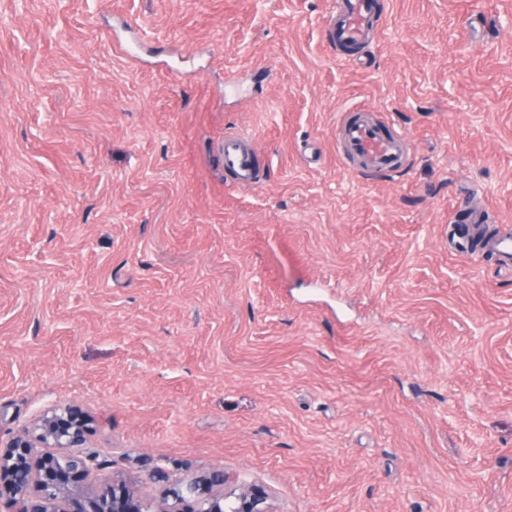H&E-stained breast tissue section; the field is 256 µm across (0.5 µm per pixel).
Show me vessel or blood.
<instances>
[{
  "label": "vessel or blood",
  "mask_w": 512,
  "mask_h": 512,
  "mask_svg": "<svg viewBox=\"0 0 512 512\" xmlns=\"http://www.w3.org/2000/svg\"><path fill=\"white\" fill-rule=\"evenodd\" d=\"M377 10L376 0H344L331 27L339 43H362ZM340 136L349 157L363 175L395 171L406 163L404 141L372 120L347 115L339 125ZM224 170L240 188L256 187L255 159L249 136L229 133L224 137Z\"/></svg>",
  "instance_id": "vessel-or-blood-1"
}]
</instances>
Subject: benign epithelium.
<instances>
[{"mask_svg":"<svg viewBox=\"0 0 512 512\" xmlns=\"http://www.w3.org/2000/svg\"><path fill=\"white\" fill-rule=\"evenodd\" d=\"M47 448H59L55 455H40L37 467H32L31 456L36 444ZM84 430L71 405L57 406L37 417L22 428L12 440L0 449V484H6L15 496L17 512H60L57 504L67 498L70 487L63 482L77 473L90 474L101 467L98 456L83 449ZM61 464L52 462V456ZM155 483L164 486L160 498L140 507V501L126 491L112 490L106 498L105 512H269L266 496L250 487L236 497V507L225 508L228 496L224 486L236 482V478L222 471L177 483L168 487V473L161 467L149 471Z\"/></svg>","mask_w":512,"mask_h":512,"instance_id":"obj_1","label":"benign epithelium"}]
</instances>
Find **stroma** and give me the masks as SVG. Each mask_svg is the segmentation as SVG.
Instances as JSON below:
<instances>
[{
    "label": "stroma",
    "instance_id": "obj_1",
    "mask_svg": "<svg viewBox=\"0 0 512 512\" xmlns=\"http://www.w3.org/2000/svg\"><path fill=\"white\" fill-rule=\"evenodd\" d=\"M379 6L345 53L336 0H0V441L72 405L142 500L512 512V269L450 236L512 231V0ZM356 107L405 171L344 160ZM224 171L240 188L257 186L255 159L251 139L247 135L229 133L224 136ZM149 477L154 483L165 486L159 499L144 504L127 493L125 490L112 489V494L106 496L104 512H219V506H224L220 512H270L264 505L266 496L253 487L242 490L236 497V507L226 508L228 496L224 494V486L235 483L236 478L222 471L211 472L207 475L192 479L185 483H177L168 488V473L161 467H153ZM112 496V497H111ZM110 497V498H109ZM172 497L175 504L169 503ZM206 504L205 508L202 505Z\"/></svg>",
    "mask_w": 512,
    "mask_h": 512
}]
</instances>
